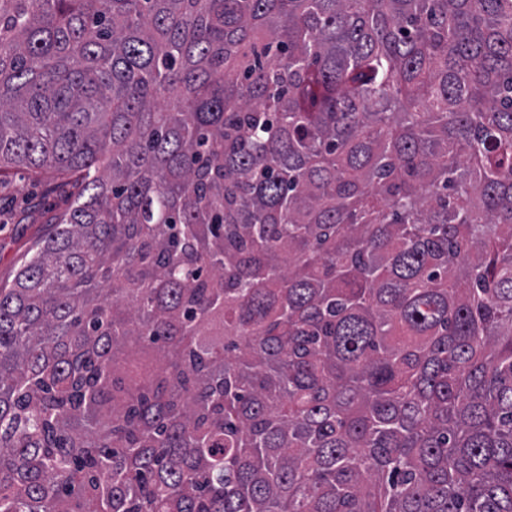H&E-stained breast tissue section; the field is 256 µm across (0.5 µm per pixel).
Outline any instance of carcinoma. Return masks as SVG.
I'll list each match as a JSON object with an SVG mask.
<instances>
[{
  "instance_id": "cac0c4a2",
  "label": "carcinoma",
  "mask_w": 512,
  "mask_h": 512,
  "mask_svg": "<svg viewBox=\"0 0 512 512\" xmlns=\"http://www.w3.org/2000/svg\"><path fill=\"white\" fill-rule=\"evenodd\" d=\"M0 512H512V0H0ZM78 189L65 183L37 181L13 172L0 184V284H10L34 244L45 237L54 216L66 209Z\"/></svg>"
}]
</instances>
